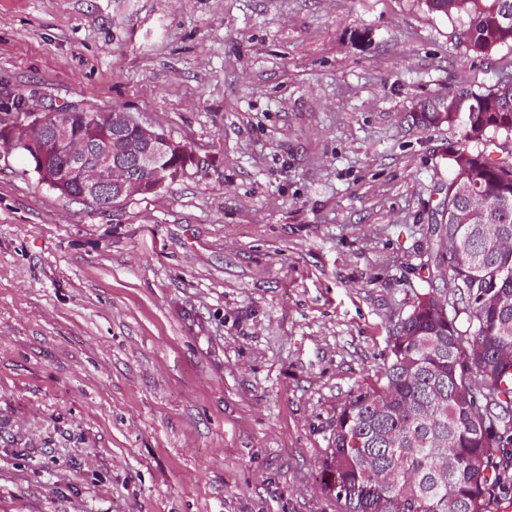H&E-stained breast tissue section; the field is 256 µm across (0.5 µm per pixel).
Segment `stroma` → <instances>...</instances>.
I'll return each mask as SVG.
<instances>
[{"label": "stroma", "instance_id": "stroma-1", "mask_svg": "<svg viewBox=\"0 0 512 512\" xmlns=\"http://www.w3.org/2000/svg\"><path fill=\"white\" fill-rule=\"evenodd\" d=\"M423 0H0V96L198 165L101 208L0 152V512H341L336 414L438 278L460 127L512 78Z\"/></svg>", "mask_w": 512, "mask_h": 512}]
</instances>
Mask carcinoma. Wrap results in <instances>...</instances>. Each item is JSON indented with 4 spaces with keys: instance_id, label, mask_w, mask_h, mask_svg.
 Listing matches in <instances>:
<instances>
[{
    "instance_id": "1",
    "label": "carcinoma",
    "mask_w": 512,
    "mask_h": 512,
    "mask_svg": "<svg viewBox=\"0 0 512 512\" xmlns=\"http://www.w3.org/2000/svg\"><path fill=\"white\" fill-rule=\"evenodd\" d=\"M467 17L459 39L476 55L512 44V0H429ZM427 128L461 126L433 240L444 288L416 295L393 328L375 379L336 415L322 468L343 512H502L512 490V82L420 102ZM96 110L61 112L76 133L105 140ZM505 203L471 209L465 189Z\"/></svg>"
}]
</instances>
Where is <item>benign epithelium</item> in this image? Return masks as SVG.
Instances as JSON below:
<instances>
[{"label":"benign epithelium","instance_id":"1","mask_svg":"<svg viewBox=\"0 0 512 512\" xmlns=\"http://www.w3.org/2000/svg\"><path fill=\"white\" fill-rule=\"evenodd\" d=\"M99 118L134 134L114 143H94L74 135L70 122L51 124L47 113L29 109L0 123V141L9 149L28 148L33 170L46 185L77 177L83 200L111 205L144 191L157 193L178 181L177 174L147 176L159 154L184 153L172 136L143 125L124 109L104 111Z\"/></svg>","mask_w":512,"mask_h":512}]
</instances>
